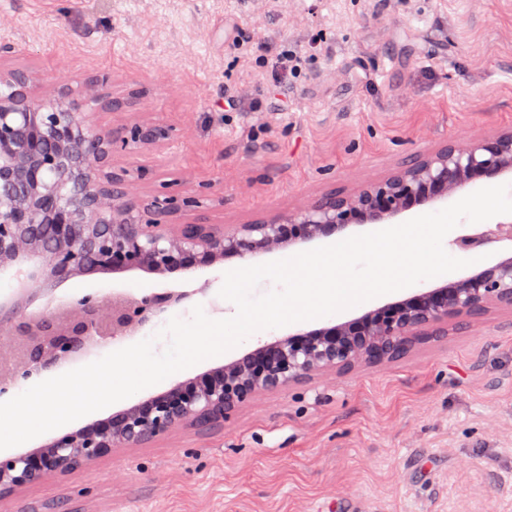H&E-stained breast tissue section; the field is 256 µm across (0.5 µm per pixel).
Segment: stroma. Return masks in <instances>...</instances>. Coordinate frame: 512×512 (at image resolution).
<instances>
[{
	"label": "stroma",
	"mask_w": 512,
	"mask_h": 512,
	"mask_svg": "<svg viewBox=\"0 0 512 512\" xmlns=\"http://www.w3.org/2000/svg\"><path fill=\"white\" fill-rule=\"evenodd\" d=\"M296 51L300 72L278 57ZM0 65L54 103L104 76L140 103L83 104L98 129L165 125L120 160L134 191L192 190L213 224H245L383 179L417 151L512 129V0H0ZM248 101L238 110L230 97ZM75 277L22 296L31 267L0 272V304L32 313L87 294L189 297L68 369L154 336L202 306L225 271ZM9 512H512V311L407 357L257 395L218 430L186 425L142 448L31 484Z\"/></svg>",
	"instance_id": "obj_1"
}]
</instances>
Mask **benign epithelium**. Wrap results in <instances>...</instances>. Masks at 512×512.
Instances as JSON below:
<instances>
[{
    "instance_id": "benign-epithelium-1",
    "label": "benign epithelium",
    "mask_w": 512,
    "mask_h": 512,
    "mask_svg": "<svg viewBox=\"0 0 512 512\" xmlns=\"http://www.w3.org/2000/svg\"><path fill=\"white\" fill-rule=\"evenodd\" d=\"M0 272L35 266L32 285L77 276L143 271L171 275L326 238L351 225L385 224L448 198L467 185L512 172V131L460 147L448 140L351 194L329 192L287 214L249 224H210L190 193L133 192L115 163L130 145L156 147L170 130L153 122L103 132L91 113L67 101L43 103L32 77L0 68ZM512 241V221L459 236L463 252ZM188 297L166 290L86 295L49 314L0 307V395L21 380L58 368L96 341L133 336ZM512 310V254L471 276L386 303L362 316L267 342L128 408L78 429L55 432L19 455H0V503L17 490L89 466L116 448H136L179 427L222 428L262 392L327 371L350 373L407 356L418 344L465 327L489 309Z\"/></svg>"
}]
</instances>
